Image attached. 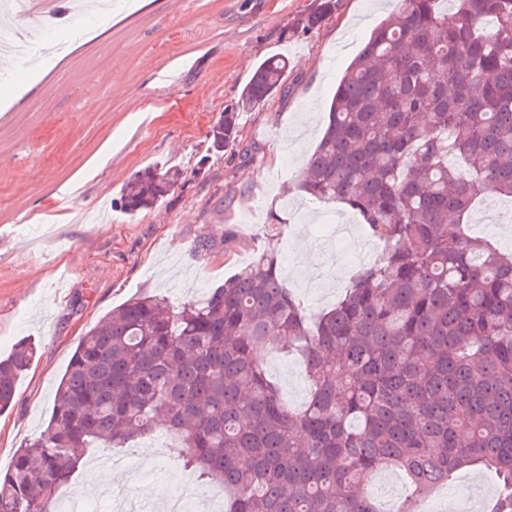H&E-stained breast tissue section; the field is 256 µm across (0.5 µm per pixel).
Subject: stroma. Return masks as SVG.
I'll return each instance as SVG.
<instances>
[{
    "instance_id": "1",
    "label": "stroma",
    "mask_w": 512,
    "mask_h": 512,
    "mask_svg": "<svg viewBox=\"0 0 512 512\" xmlns=\"http://www.w3.org/2000/svg\"><path fill=\"white\" fill-rule=\"evenodd\" d=\"M315 0H134L108 23L67 15L31 29L0 11L33 45L67 40V51L0 68V356L28 338L37 346L0 412V471L43 430L55 393L82 336L137 295L172 305L204 300L280 232L287 283L311 315L330 309L356 265L336 246L335 222L352 224L356 246L370 236L341 203L294 194L303 162L316 147L336 85L386 0H338L319 29L295 23ZM288 60V91L239 116L238 142L221 155L208 131L266 58ZM117 84H109V77ZM181 170L167 200L136 216L112 200L138 171ZM211 248L199 250L200 240ZM266 368L289 408L304 404L302 362L276 352ZM140 470H102L109 496L86 491L98 450L61 487L54 506L82 512L162 507L167 496L220 500L222 483L185 468L178 440L165 428L117 448ZM497 486L471 467L431 495L486 498Z\"/></svg>"
}]
</instances>
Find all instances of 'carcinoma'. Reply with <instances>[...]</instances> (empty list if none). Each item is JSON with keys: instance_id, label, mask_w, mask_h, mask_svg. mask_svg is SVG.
<instances>
[{"instance_id": "1", "label": "carcinoma", "mask_w": 512, "mask_h": 512, "mask_svg": "<svg viewBox=\"0 0 512 512\" xmlns=\"http://www.w3.org/2000/svg\"><path fill=\"white\" fill-rule=\"evenodd\" d=\"M438 2L393 0L295 181L356 211L378 257L316 317L285 285L276 233L201 303L128 299L83 336L47 427L0 472V512H48L88 449L159 423L185 466L229 490L224 512H378L366 483L389 466L411 488L400 512L470 466L499 481L492 512H512V251L465 224L478 195L512 196V0ZM335 11L321 0L298 26ZM287 73L284 58L258 67L210 127L215 153ZM179 177L140 171L114 206L152 209ZM263 349L301 357L302 408L283 403ZM33 358L21 340L0 360V411Z\"/></svg>"}]
</instances>
